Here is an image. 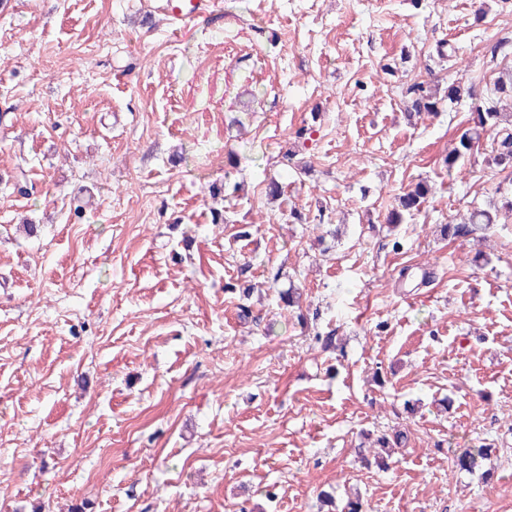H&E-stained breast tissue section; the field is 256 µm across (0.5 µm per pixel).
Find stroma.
I'll list each match as a JSON object with an SVG mask.
<instances>
[{"label": "stroma", "mask_w": 512, "mask_h": 512, "mask_svg": "<svg viewBox=\"0 0 512 512\" xmlns=\"http://www.w3.org/2000/svg\"><path fill=\"white\" fill-rule=\"evenodd\" d=\"M156 5L0 6V512H512V216L441 233L512 182L444 165L467 103L405 117L512 0ZM161 11L169 18L173 25L180 28L187 27L202 14L213 10L215 0H163ZM407 92L411 95L410 111L407 112L409 120L422 114L430 115L438 112L440 105L445 101L443 98H437L424 81L413 83ZM431 191L425 181H419L412 185L398 199L397 209L392 210L387 216L389 224H400L404 215L418 211Z\"/></svg>", "instance_id": "35a3bbf8"}]
</instances>
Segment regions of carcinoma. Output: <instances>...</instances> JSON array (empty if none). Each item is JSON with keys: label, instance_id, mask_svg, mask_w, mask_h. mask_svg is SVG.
Here are the masks:
<instances>
[{"label": "carcinoma", "instance_id": "cac0c4a2", "mask_svg": "<svg viewBox=\"0 0 512 512\" xmlns=\"http://www.w3.org/2000/svg\"><path fill=\"white\" fill-rule=\"evenodd\" d=\"M411 95V106L408 117L414 118L422 114L430 115L439 111L443 102L455 103L463 98L471 101L470 112L475 114L474 125L457 136L453 148L444 158L448 170L455 169L459 164L469 160L473 155L475 144L487 133L494 134L493 147L486 163L498 171L512 178V66L498 72L492 87L484 93L474 88H464L450 82L446 98L437 97L428 88L427 83L418 81L408 89ZM431 191L430 186L419 181L412 185L398 199L397 209L387 216L390 224H399L403 217L420 209ZM512 212V196L505 198L502 204L492 201L488 207L475 209L468 216L461 218L460 222L446 225L447 236L459 239L465 238L479 229V226H489L497 223L500 209ZM488 456V448L481 446L473 451L457 457L454 460L456 468L473 472L478 459Z\"/></svg>", "mask_w": 512, "mask_h": 512}]
</instances>
